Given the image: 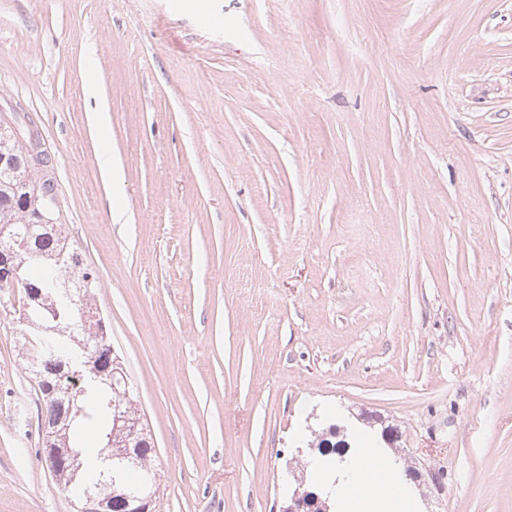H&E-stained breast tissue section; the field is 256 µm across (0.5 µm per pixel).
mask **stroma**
Here are the masks:
<instances>
[{"instance_id": "1", "label": "stroma", "mask_w": 512, "mask_h": 512, "mask_svg": "<svg viewBox=\"0 0 512 512\" xmlns=\"http://www.w3.org/2000/svg\"><path fill=\"white\" fill-rule=\"evenodd\" d=\"M15 103L152 512H282L361 413L432 469L419 512H512V0H0ZM18 318L0 294V512H74Z\"/></svg>"}]
</instances>
